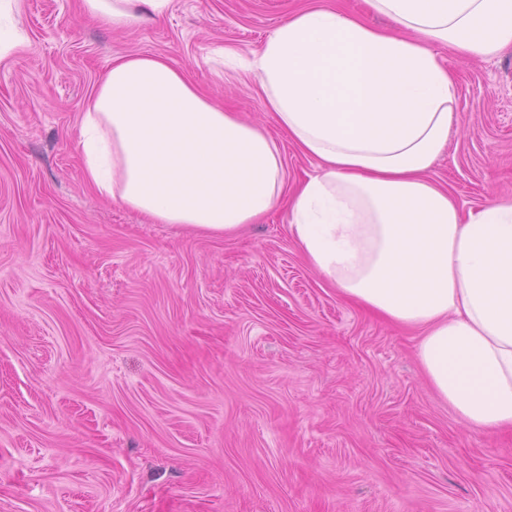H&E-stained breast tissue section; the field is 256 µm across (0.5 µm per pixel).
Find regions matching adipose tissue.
Instances as JSON below:
<instances>
[{
    "instance_id": "obj_1",
    "label": "adipose tissue",
    "mask_w": 512,
    "mask_h": 512,
    "mask_svg": "<svg viewBox=\"0 0 512 512\" xmlns=\"http://www.w3.org/2000/svg\"><path fill=\"white\" fill-rule=\"evenodd\" d=\"M293 14L252 53L264 107L318 171L287 188L276 141L200 94L160 55L113 59L78 135L85 184L208 235L287 203L311 266L360 307L419 326L423 373L468 428L512 430V200L461 209L428 173L448 144L453 74L436 52L512 44V0H364ZM171 0H83L114 29Z\"/></svg>"
}]
</instances>
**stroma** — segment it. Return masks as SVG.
<instances>
[{
	"label": "stroma",
	"mask_w": 512,
	"mask_h": 512,
	"mask_svg": "<svg viewBox=\"0 0 512 512\" xmlns=\"http://www.w3.org/2000/svg\"><path fill=\"white\" fill-rule=\"evenodd\" d=\"M360 0H172L121 31L14 0L0 57V512H512V433L465 427L422 335L346 300L286 209L237 234L153 224L89 190L77 122L117 57L164 56L315 173L241 59L297 11ZM438 53L457 111L429 176L512 198V46ZM11 4V1H1L0 8V55L8 54L16 47V41L12 37L16 28L12 11L3 7L2 3Z\"/></svg>",
	"instance_id": "obj_1"
}]
</instances>
